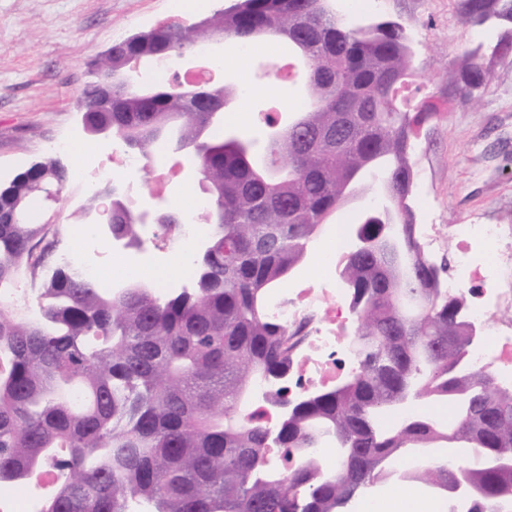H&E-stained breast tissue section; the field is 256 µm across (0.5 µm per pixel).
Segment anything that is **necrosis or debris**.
<instances>
[{
	"label": "necrosis or debris",
	"instance_id": "1",
	"mask_svg": "<svg viewBox=\"0 0 512 512\" xmlns=\"http://www.w3.org/2000/svg\"><path fill=\"white\" fill-rule=\"evenodd\" d=\"M206 233V225L180 224L162 233L158 248L133 256L125 253L121 259L125 268H136L157 253L169 257L187 251ZM454 235L459 254L448 268L446 285L449 293L467 295L470 320L486 331L485 339L470 348V362L491 374L499 387L512 389V289L503 285L505 274L512 272V225L460 224ZM98 237L97 225H83L74 250L60 254L58 260L77 274L108 285L115 279L108 264L81 262ZM346 257L343 233H332L312 266L291 287L275 290L267 300L269 315L288 325L289 393L333 386L357 368L351 304L336 286L337 270Z\"/></svg>",
	"mask_w": 512,
	"mask_h": 512
}]
</instances>
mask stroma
I'll return each mask as SVG.
<instances>
[{"label": "stroma", "instance_id": "obj_1", "mask_svg": "<svg viewBox=\"0 0 512 512\" xmlns=\"http://www.w3.org/2000/svg\"><path fill=\"white\" fill-rule=\"evenodd\" d=\"M221 0H0V183L50 156L49 145L66 138L71 149L62 161L74 167L111 156L89 137L80 122L77 100L90 81L95 57L113 42L171 21L191 24L211 15ZM347 20H391L402 24L415 48L417 79L425 91L444 96L454 64L475 46L492 48L505 28L495 22H467L460 0H366L350 9L336 0ZM281 45L256 40L225 57L222 79L232 82L248 71L253 90L224 114L225 129L256 133L260 108L269 106L262 68L277 58ZM493 80L476 98L459 95L443 117L421 130L414 142V187L408 203L418 224L512 225V54L487 58ZM154 161L142 170L116 173V183H136L142 194L162 195L166 209L192 217L196 179L179 176L157 184ZM93 192L67 184L54 211H40L47 239L57 253L43 264L54 270L56 256L74 238L70 215Z\"/></svg>", "mask_w": 512, "mask_h": 512}]
</instances>
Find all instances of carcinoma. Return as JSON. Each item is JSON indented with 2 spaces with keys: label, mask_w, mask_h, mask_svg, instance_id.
Here are the masks:
<instances>
[{
  "label": "carcinoma",
  "mask_w": 512,
  "mask_h": 512,
  "mask_svg": "<svg viewBox=\"0 0 512 512\" xmlns=\"http://www.w3.org/2000/svg\"><path fill=\"white\" fill-rule=\"evenodd\" d=\"M476 25H512V0H463ZM217 37L244 48L270 37L307 62L300 121L266 138L262 155L246 134L219 133L211 112L243 97L240 83L204 91L175 82L144 86L131 57L174 61L183 47ZM512 53V28L489 52L477 46L448 84L484 92L485 55ZM413 48L396 21L353 26L334 0H226L211 16L135 32L112 49V111L88 112L91 127L148 160L165 134L192 143L211 250L192 261L189 282L161 292L138 279L121 287L59 267L40 285L39 316L0 309V483L27 482L50 467L56 484L40 512H349L353 499L394 475L411 487L448 494L451 473L470 471L484 504L512 501V471L483 458L512 454V389L471 367L463 323L466 299L448 294L440 269L412 234L413 213L396 204L397 248L380 224H362L363 250L339 279L351 295L358 370L294 401L265 399L258 386L288 376V325L265 300L310 255L319 224L356 188L376 201L392 183L414 179L412 141L440 115L432 96L408 93ZM71 170L55 158L0 185V288L34 254L44 225L37 205L63 190ZM142 225L112 189V235L136 245ZM456 343L448 353V341ZM453 402L443 428L412 415L393 429L379 416L411 400ZM278 410L274 423L265 413ZM330 443L336 463L316 449ZM281 449L279 460L269 455ZM481 449L439 457L434 449ZM428 465L404 469L409 457Z\"/></svg>",
  "instance_id": "1"
}]
</instances>
